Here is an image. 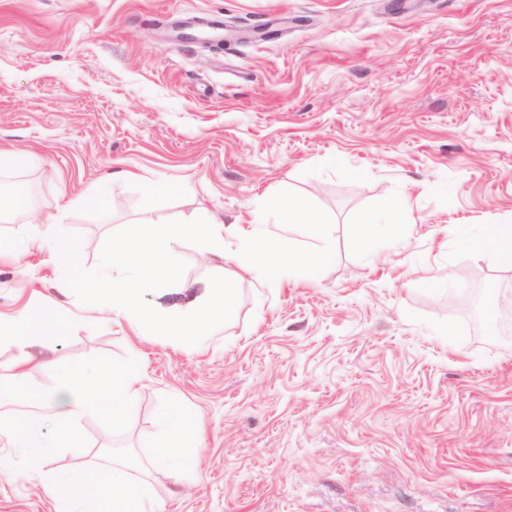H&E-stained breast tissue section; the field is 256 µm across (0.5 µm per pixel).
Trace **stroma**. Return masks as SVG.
I'll return each mask as SVG.
<instances>
[{
  "label": "stroma",
  "instance_id": "35a3bbf8",
  "mask_svg": "<svg viewBox=\"0 0 512 512\" xmlns=\"http://www.w3.org/2000/svg\"><path fill=\"white\" fill-rule=\"evenodd\" d=\"M0 149L34 158L0 170V194L30 198L0 231L59 224L86 269L148 218L275 229L260 206L282 190L332 219L314 282L177 246L157 310L203 301L212 274L239 291L194 346L81 303L48 252L0 258V313L71 318L31 350V386L102 358L146 377L125 429L83 417L50 470L147 461L179 403L204 439L193 472H150L162 512H512V271L467 242L512 220V0H0ZM404 197L400 234L364 250L355 227ZM489 288L494 330L460 305ZM1 451L0 512H55L26 449Z\"/></svg>",
  "mask_w": 512,
  "mask_h": 512
}]
</instances>
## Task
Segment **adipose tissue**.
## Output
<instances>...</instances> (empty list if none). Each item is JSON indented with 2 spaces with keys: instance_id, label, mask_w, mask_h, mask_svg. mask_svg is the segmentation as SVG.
<instances>
[{
  "instance_id": "obj_1",
  "label": "adipose tissue",
  "mask_w": 512,
  "mask_h": 512,
  "mask_svg": "<svg viewBox=\"0 0 512 512\" xmlns=\"http://www.w3.org/2000/svg\"><path fill=\"white\" fill-rule=\"evenodd\" d=\"M408 207V200H401L388 214L366 218L357 225L355 235L360 245L370 251L382 237L396 235L400 217ZM471 247L476 253L490 255L500 269L512 270V224L487 225L472 239ZM63 324L58 311L29 306L14 315L0 316V343L32 348ZM28 365V359H21L14 380L0 383V436L28 448L25 469L32 474L42 473L57 453L61 437L74 432L76 419L103 415L113 427H121L146 387L138 366L112 360L77 372L61 371L58 391L46 396L24 386ZM161 425L165 438L154 448L150 466L192 470L203 436L201 422L175 404L162 416ZM44 489L53 498L56 512H155L149 482L133 479L123 462L48 476Z\"/></svg>"
}]
</instances>
